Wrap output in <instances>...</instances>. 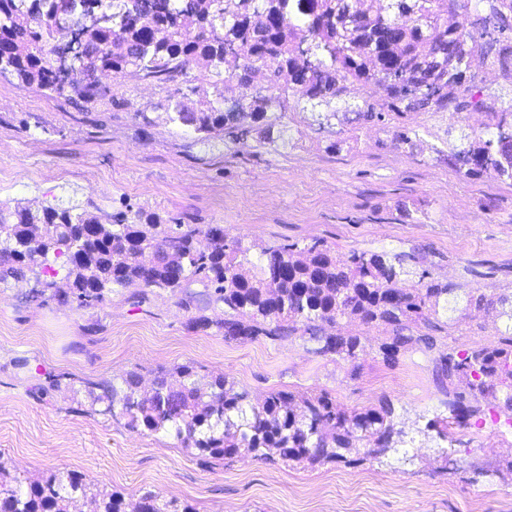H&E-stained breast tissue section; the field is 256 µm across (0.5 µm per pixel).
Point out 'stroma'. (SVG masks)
Returning a JSON list of instances; mask_svg holds the SVG:
<instances>
[{"label":"stroma","mask_w":512,"mask_h":512,"mask_svg":"<svg viewBox=\"0 0 512 512\" xmlns=\"http://www.w3.org/2000/svg\"><path fill=\"white\" fill-rule=\"evenodd\" d=\"M473 92L512 106V76L498 58L474 54ZM131 87L95 106L66 92L0 78V204L34 200L89 211L158 214L167 224L223 227L252 260L274 244L318 238L337 252L401 254L414 273L454 279L460 291L441 304L432 336L455 347L497 340L506 320L468 319L462 289L512 291V179L467 176L448 161V145L475 130L466 115L418 108L395 115L378 105L376 86H352L328 106L284 112L302 118L311 140L260 152L223 135L199 141L190 129L132 112ZM348 113L337 123L335 112ZM423 140L412 151L400 134ZM31 283L0 284V456L21 477L75 470L127 495L147 487L160 498L196 503L202 512H512V446L494 424L471 419L440 453L423 436L382 460L307 468L280 459L238 457L204 464L170 438L132 432L94 412L85 394L39 402L29 394L51 371L124 389L128 372L150 386L155 371L192 365L198 380L222 374L252 401L275 388L331 393L344 408L381 400L397 425L441 414L433 352L419 345L383 361L382 329L356 318L337 332L361 341L356 360L312 353L299 336L253 343L225 339L220 305L180 306L179 295L132 296L118 288L103 309L31 297ZM206 316L209 329L194 328Z\"/></svg>","instance_id":"35a3bbf8"}]
</instances>
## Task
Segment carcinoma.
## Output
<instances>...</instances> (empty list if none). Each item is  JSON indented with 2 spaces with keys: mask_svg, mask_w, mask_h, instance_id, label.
<instances>
[{
  "mask_svg": "<svg viewBox=\"0 0 512 512\" xmlns=\"http://www.w3.org/2000/svg\"><path fill=\"white\" fill-rule=\"evenodd\" d=\"M147 2L127 0L121 15L92 29L78 72L135 66L143 76L163 80L183 70L181 61L201 60L217 94L201 109L170 100L162 114L165 122L186 126L203 141L218 132L237 141L256 130L259 147L275 149L286 128L268 112L274 103L284 106L286 91L299 102L328 106L348 85L377 84L387 94L389 110L399 115L439 108L450 98L457 111L481 107L484 102L467 94L472 52L512 55V45H480L464 30L467 16L481 11L480 0H210L209 24L224 28V41L237 45L233 52L199 31L198 0H184L176 13L163 2L159 11H150ZM73 8L74 0H42L41 14L30 16L20 11L18 0H0V73L14 74L25 89L57 91L43 48L65 37L61 21ZM490 14L500 31L512 28V0H498ZM116 21L128 30L122 42L113 38ZM261 70L278 94H260L247 107L226 105L224 84L251 83ZM394 72L408 85L434 86L435 93L403 96L391 83ZM285 75L286 90L279 83ZM453 88L465 94L452 98ZM508 127L512 107L496 112L490 137L454 150L450 161L455 165L465 158L468 175L489 171L512 178V133H503ZM263 255L266 259L257 262L249 259L242 241L228 238L221 227L164 224L158 215L141 211L130 221L51 203L37 210L0 206V284L22 282L31 272L44 285L33 294L70 298L80 309L109 302L115 288L161 296L197 284L209 300L224 305V321L216 327L226 340H281L300 332L314 343L316 355L355 359L360 339L326 327L357 317L383 328L378 352L387 361L413 345L434 349L419 327L438 328L440 301L456 292L426 271L409 281L396 255L365 250L338 255L319 239L272 245ZM465 297L466 306L505 316L511 325L495 343L437 350L434 371L449 382L448 414L428 421L425 430L444 442L449 425L468 424L503 389L512 412V292L469 288ZM194 376L193 366L181 364L156 371L147 391L136 372L120 392L105 382L86 381L84 389L91 405L105 404L104 411L125 428L171 431L176 447L202 461L241 455L265 461L276 454L310 467L333 461L357 465L385 456L405 436L385 406L343 409L327 391L301 396L286 388L253 404L248 392L224 375L205 385ZM67 390H74V383L51 375L31 387L42 400ZM22 484L0 457V512H201L196 504L162 500L148 488L127 498L71 470L44 472L26 489Z\"/></svg>",
  "mask_w": 512,
  "mask_h": 512,
  "instance_id": "1",
  "label": "carcinoma"
}]
</instances>
